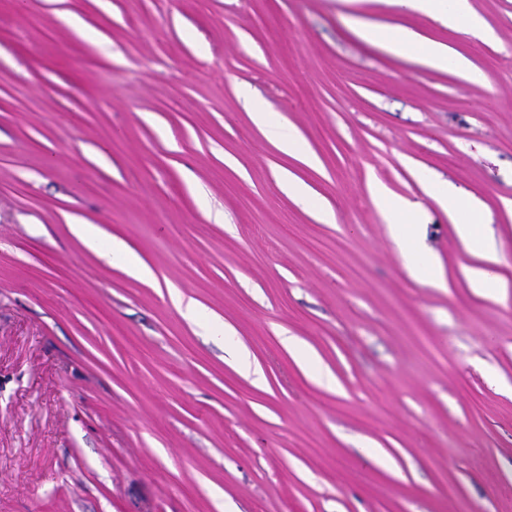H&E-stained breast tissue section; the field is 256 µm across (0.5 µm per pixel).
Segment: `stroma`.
<instances>
[{"instance_id": "obj_1", "label": "stroma", "mask_w": 512, "mask_h": 512, "mask_svg": "<svg viewBox=\"0 0 512 512\" xmlns=\"http://www.w3.org/2000/svg\"><path fill=\"white\" fill-rule=\"evenodd\" d=\"M470 3L490 38L392 0H0V512H512V0ZM422 171L481 204L504 294ZM359 36L392 52L412 51L426 63L436 67H447L451 62L457 69L466 71L474 81L486 82V77L470 68V61L461 54H451L437 43L407 31L379 30L360 24L357 29ZM252 114L254 122L268 141L276 145L286 154L295 156L304 161L309 160L303 151L300 137L293 128L276 119L272 113L264 112L260 107ZM377 204L389 215L394 226V239L400 248L408 272L419 279L428 278L430 260L417 237V224H409L412 208L404 200L376 195ZM89 226L90 225L87 224L71 225L73 233L80 237L90 249L98 252L103 259L110 260L112 256L118 255L121 252L128 257L127 250L121 243L114 242L113 240V242L108 245L102 244L99 237Z\"/></svg>"}]
</instances>
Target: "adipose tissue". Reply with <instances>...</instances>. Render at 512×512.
<instances>
[{
  "label": "adipose tissue",
  "instance_id": "1",
  "mask_svg": "<svg viewBox=\"0 0 512 512\" xmlns=\"http://www.w3.org/2000/svg\"><path fill=\"white\" fill-rule=\"evenodd\" d=\"M407 9L439 20L448 27L463 29L478 36H485L482 19L472 9L469 0H398ZM359 36L392 52L411 51L426 63L444 67L454 66L470 71L473 80H482L483 75L471 71L470 62L461 54H453L437 43L407 31L379 30L371 26H359ZM253 119L265 138L281 151L297 158H304L302 144L297 132L288 124L276 119L272 113L255 110ZM426 190L447 211L461 240L488 262H496V253L486 249L484 243V216L470 201L449 193L447 188L433 181H426ZM377 204L389 215L394 226V239L400 248L405 267L417 278L425 279L430 274L427 251L420 244L415 225L410 222L411 206L398 198L377 196Z\"/></svg>",
  "mask_w": 512,
  "mask_h": 512
}]
</instances>
